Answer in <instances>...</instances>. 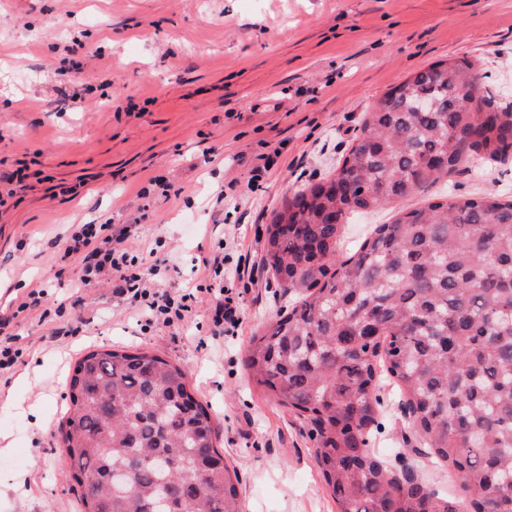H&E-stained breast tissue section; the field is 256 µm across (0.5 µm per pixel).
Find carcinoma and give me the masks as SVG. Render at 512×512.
Returning <instances> with one entry per match:
<instances>
[{"label": "carcinoma", "instance_id": "carcinoma-1", "mask_svg": "<svg viewBox=\"0 0 512 512\" xmlns=\"http://www.w3.org/2000/svg\"><path fill=\"white\" fill-rule=\"evenodd\" d=\"M510 151L512 105L484 93L471 61L441 59L379 98L336 175L267 225L264 264L302 295L251 338L245 367L309 423L337 512H512V200L446 196L338 254L351 215ZM380 369L457 496L411 470L390 474L369 448ZM69 389L60 434L82 512H150L162 493L172 512H241L235 470L194 478L199 459L219 455L217 433L179 366L97 348L75 363ZM132 463L128 486H107Z\"/></svg>", "mask_w": 512, "mask_h": 512}]
</instances>
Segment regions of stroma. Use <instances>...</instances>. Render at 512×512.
Returning a JSON list of instances; mask_svg holds the SVG:
<instances>
[{
    "label": "stroma",
    "mask_w": 512,
    "mask_h": 512,
    "mask_svg": "<svg viewBox=\"0 0 512 512\" xmlns=\"http://www.w3.org/2000/svg\"><path fill=\"white\" fill-rule=\"evenodd\" d=\"M80 45L77 82L54 70ZM471 60L496 101H512V0H0V314L21 354L0 372V512H80L58 424L68 379L86 351H152L180 366L208 404L242 512H334L306 423L264 397L244 359L252 336L297 299L261 264L265 229L294 191L330 177L366 112L411 74L446 57ZM276 165L252 182L263 155ZM21 170V180L5 174ZM167 195L139 196L151 177ZM512 194V158L464 169L341 229L351 253L398 212L446 195ZM77 224H128V248L157 251L164 286L196 285L199 256L223 250L224 286L241 323L217 335L209 294L183 326L145 322L111 289L61 262ZM258 263L245 285L234 266ZM46 286L44 308L21 310ZM68 335H59V328ZM369 444L394 469L457 495L415 452L390 381ZM25 476L15 486L14 476Z\"/></svg>",
    "instance_id": "obj_1"
}]
</instances>
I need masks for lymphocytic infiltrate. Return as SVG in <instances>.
Returning a JSON list of instances; mask_svg holds the SVG:
<instances>
[{
  "label": "lymphocytic infiltrate",
  "mask_w": 512,
  "mask_h": 512,
  "mask_svg": "<svg viewBox=\"0 0 512 512\" xmlns=\"http://www.w3.org/2000/svg\"><path fill=\"white\" fill-rule=\"evenodd\" d=\"M130 226L107 231L102 224H81L70 234L64 254L80 262V280L86 285H106L113 294L127 297L144 317L162 318L164 324H182L197 300L195 291L172 292L162 285L166 268L162 261L144 264L129 252ZM207 283L205 293L213 298V324L219 332H232L240 322V306L218 285L224 258L212 253L199 260Z\"/></svg>",
  "instance_id": "f902f5d3"
}]
</instances>
